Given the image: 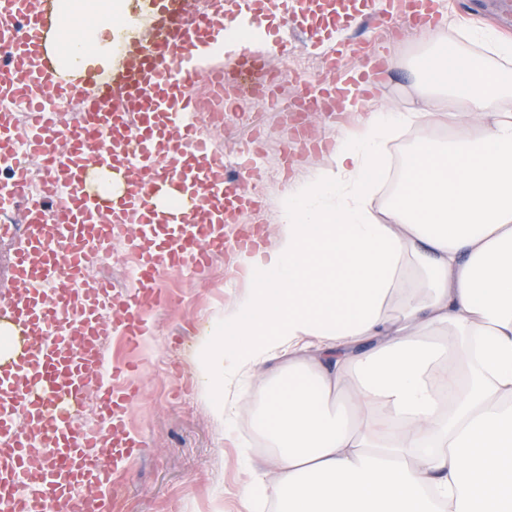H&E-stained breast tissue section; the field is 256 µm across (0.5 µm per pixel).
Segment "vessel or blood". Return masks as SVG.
<instances>
[{
    "mask_svg": "<svg viewBox=\"0 0 512 512\" xmlns=\"http://www.w3.org/2000/svg\"><path fill=\"white\" fill-rule=\"evenodd\" d=\"M27 0H0V94L29 101L33 134L17 147L0 115V165L13 173L0 186V199L25 194L24 153L48 155L52 143L68 145L70 178L54 196L53 209L26 208V243L15 257V275L30 292L0 297V315L26 339L27 348L0 366V396L15 409L0 407V512H99L100 497L83 490L110 486L118 464L142 443L128 429L124 409L138 389L116 385L121 368L106 370L101 342L121 332L138 342L146 332L144 296L155 293L157 273L189 268L204 272L226 242L224 227L238 223L256 201L241 187L249 158L228 163L223 153L196 136L199 124L192 89L209 77L196 55L214 31L230 27L258 35L249 0H211V9L176 10L172 0H139L135 15L119 27L127 52L110 81L93 85L91 73L58 70L61 55L47 50L45 9L28 11ZM432 0H383L378 19L397 25L433 27L448 17ZM286 32L303 30L315 40L322 19L335 16L336 0H292ZM232 71H243L258 51L234 41L223 48ZM365 66L374 82L384 66L378 52L349 41L326 55L336 68L348 55ZM84 96L94 119L83 127L56 126L51 100ZM131 164L140 178L118 199L88 185L92 168ZM209 204L206 224L183 223L179 213ZM128 231L140 264L135 292H112L107 283L86 287L90 268L107 253L114 230ZM99 400L100 417L90 427L78 402L86 392ZM44 462L29 467L30 449Z\"/></svg>",
    "mask_w": 512,
    "mask_h": 512,
    "instance_id": "b4317fda",
    "label": "vessel or blood"
}]
</instances>
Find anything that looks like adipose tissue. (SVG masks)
Listing matches in <instances>:
<instances>
[{
  "mask_svg": "<svg viewBox=\"0 0 512 512\" xmlns=\"http://www.w3.org/2000/svg\"><path fill=\"white\" fill-rule=\"evenodd\" d=\"M60 23L67 70L110 68L120 0ZM429 98L471 127L422 131L382 213L372 201L387 147L412 112L339 129L328 162L280 202L275 243L243 254L256 278L199 347L213 415L230 419L236 372L268 388L255 414L270 480L243 487L276 512H512V57L483 30L423 33ZM281 365L269 368L272 358Z\"/></svg>",
  "mask_w": 512,
  "mask_h": 512,
  "instance_id": "obj_1",
  "label": "adipose tissue"
}]
</instances>
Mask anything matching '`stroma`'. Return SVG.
Returning <instances> with one entry per match:
<instances>
[{"label":"stroma","instance_id":"35a3bbf8","mask_svg":"<svg viewBox=\"0 0 512 512\" xmlns=\"http://www.w3.org/2000/svg\"><path fill=\"white\" fill-rule=\"evenodd\" d=\"M453 26L447 37L459 41L473 28L490 26L512 39V6L506 0H441ZM368 49H383L385 72L369 96L370 110L393 107L402 112L430 110L445 114V131L453 133L463 118L454 102L424 104L413 85L412 70L425 48L412 31L369 25L360 32ZM203 138L235 158L244 145L258 149L256 172L247 186L260 198L252 216L264 245L279 232V202L288 183L312 176L326 160L324 152L294 147L284 113L254 108L249 121L234 120ZM232 246L216 252L207 275L184 269L166 272L157 288L162 302L147 313L148 330L138 351L133 380L138 396L126 410L130 427L141 438V452L126 460L124 495L104 496L100 512H251L240 491L251 472L262 471L264 447L249 423L250 406L237 404L234 429L216 420L202 394L196 353L213 326L244 294L249 279L229 277L241 269Z\"/></svg>","mask_w":512,"mask_h":512}]
</instances>
